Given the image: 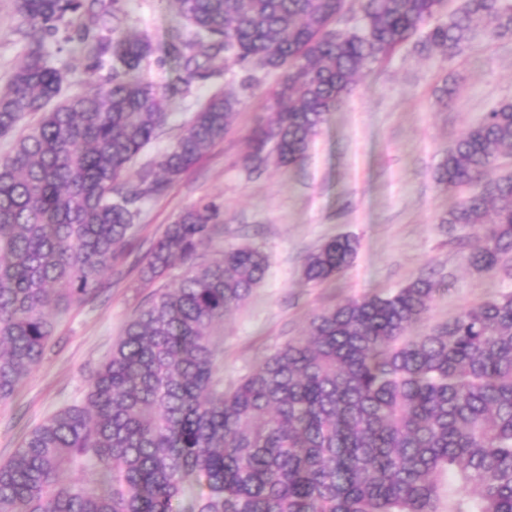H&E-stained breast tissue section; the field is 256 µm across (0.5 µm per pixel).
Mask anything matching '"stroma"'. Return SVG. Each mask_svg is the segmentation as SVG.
I'll return each mask as SVG.
<instances>
[{"label":"stroma","mask_w":512,"mask_h":512,"mask_svg":"<svg viewBox=\"0 0 512 512\" xmlns=\"http://www.w3.org/2000/svg\"><path fill=\"white\" fill-rule=\"evenodd\" d=\"M119 6L125 28L142 33L152 45L140 77L164 96L169 114L134 170L152 165L214 93L237 91L241 105L223 141L165 194L141 205L134 238L100 277V295L59 316L42 362L20 382L14 398L0 404L1 460L19 448L32 428L83 401L89 376L147 296L136 287L146 241L204 201L217 204L223 220L209 257L250 244L268 258L263 281L225 316L218 333L228 387L287 341L304 336L313 316L333 305L432 278L441 289L430 312L412 326L416 336L512 291V255L491 272L467 266L468 230L441 221L465 192L435 179L445 149L486 112L512 102V41L479 33L453 60L438 52L420 56L411 46H401L358 78L353 91L329 112L302 162L288 167L272 163L257 174L245 162L248 137L272 113L277 74L258 72L256 84L245 89L243 72L219 58L212 63V78L169 94L181 73L170 45L186 33L175 5L171 0H120ZM21 25L14 0H0V87L26 54L27 44L17 34ZM45 50L51 64L66 71L68 91L109 75L105 68L90 71L76 44L65 42L63 35L46 38ZM343 235L358 242L351 266L329 282L306 283L301 276L305 256Z\"/></svg>","instance_id":"1"}]
</instances>
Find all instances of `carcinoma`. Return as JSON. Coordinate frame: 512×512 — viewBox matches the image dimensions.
<instances>
[{
  "instance_id": "obj_1",
  "label": "carcinoma",
  "mask_w": 512,
  "mask_h": 512,
  "mask_svg": "<svg viewBox=\"0 0 512 512\" xmlns=\"http://www.w3.org/2000/svg\"><path fill=\"white\" fill-rule=\"evenodd\" d=\"M120 0H15L30 39L0 89V403L43 360L56 313L96 290L139 204L163 194L236 114L219 92L153 166L130 164L167 123L141 80L151 55L120 30ZM174 0L189 28L171 46L177 94L222 56L277 72L274 116L249 136L255 167L301 161L328 112L369 65L422 36L420 52L460 56L481 30L512 38V0ZM112 17V36L103 33ZM111 77L69 96L43 37L59 30ZM40 114L38 123L25 119ZM512 102L448 147L437 181L471 187L440 223L471 231L468 264L491 272L512 254ZM220 229L213 203L188 209L151 242L139 287L151 292L90 375L85 400L32 429L0 460V512H512V292L420 336L438 284L349 300L310 321L235 386L216 343L225 314L263 280L267 256L241 245L205 253ZM357 242L330 239L302 265L322 284L353 262ZM180 261L171 286L155 287ZM208 494L184 504L185 488Z\"/></svg>"
}]
</instances>
